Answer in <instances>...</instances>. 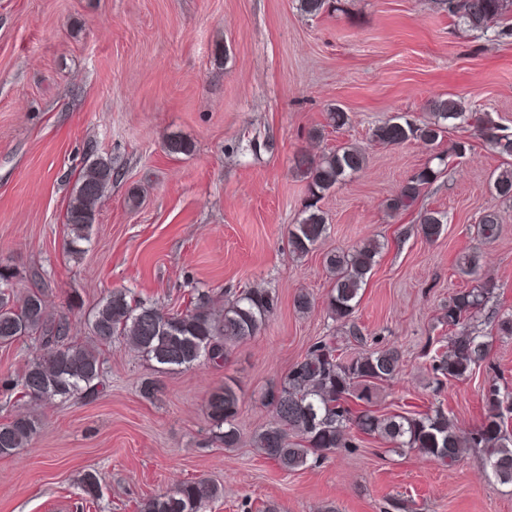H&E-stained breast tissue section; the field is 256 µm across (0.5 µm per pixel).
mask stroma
<instances>
[{
	"mask_svg": "<svg viewBox=\"0 0 512 512\" xmlns=\"http://www.w3.org/2000/svg\"><path fill=\"white\" fill-rule=\"evenodd\" d=\"M461 100L512 135V37L457 25L437 0H341L310 16L298 0H0V268L14 292L41 289L50 315L87 335L88 314L112 290L163 311L184 309L191 292L213 298L266 288L276 310L224 366L174 371L119 343L103 347L105 389L93 396L30 402L0 398V422L34 417L29 447L0 457V512H140L149 497L206 478L222 490L206 512H512V486L490 478L482 449L447 466L355 435L316 465L282 471L253 435L273 420L262 393L318 338L338 325L328 310L324 256L369 239L383 249L355 318L368 349L404 353L398 379L354 401L378 413L442 410L467 432L484 418L489 373L512 388V336L487 315L512 312V207L491 194L505 167L472 125L450 129L438 148L419 141L371 142L396 114L429 120V102ZM340 105L350 122L335 129ZM191 147L172 153L169 140ZM470 151L452 154L455 142ZM352 143L362 171L319 206L325 236L304 258L287 244L307 181L298 152ZM440 178L406 211L387 199L434 152ZM110 158L112 186L89 242L71 255L64 224L69 198L90 155ZM446 213L426 240L423 209ZM502 215L493 242L474 227ZM477 255L495 285L474 324L490 360L466 379L437 382L430 350L446 344L439 318L449 297L475 287L459 274ZM306 292L308 313L293 299ZM158 391L145 398L144 380ZM240 389L242 441L227 449L212 434L207 399L225 380ZM93 474L96 497L80 485Z\"/></svg>",
	"mask_w": 512,
	"mask_h": 512,
	"instance_id": "obj_1",
	"label": "stroma"
}]
</instances>
